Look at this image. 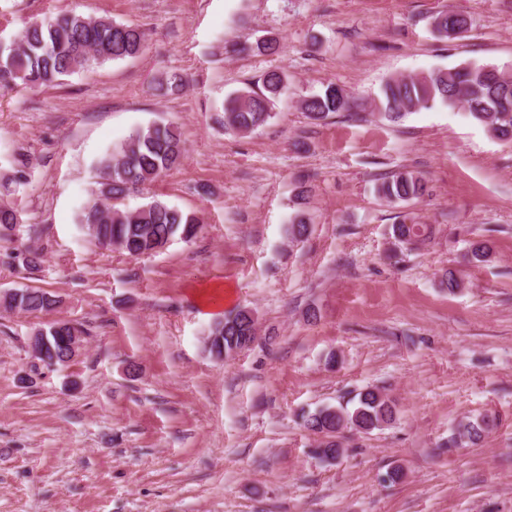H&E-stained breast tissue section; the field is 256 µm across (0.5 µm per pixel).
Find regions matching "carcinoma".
Returning <instances> with one entry per match:
<instances>
[{
	"instance_id": "1",
	"label": "carcinoma",
	"mask_w": 512,
	"mask_h": 512,
	"mask_svg": "<svg viewBox=\"0 0 512 512\" xmlns=\"http://www.w3.org/2000/svg\"><path fill=\"white\" fill-rule=\"evenodd\" d=\"M471 26L460 12L445 11L433 20L438 36L455 39ZM144 32L136 26L109 18L75 13L56 16L48 21H34L23 28L18 41L0 44V86L21 83L47 86L75 73L91 62L120 61L145 51ZM263 90L244 91L226 98L224 125L241 133L263 127L272 117L274 102L288 93V75L270 70L264 75ZM380 108L394 119L407 112L432 108L437 104L463 106L467 114L483 125L497 139L512 144V71L496 65L469 63L452 69H438L420 76L390 78L381 88ZM301 108L311 120L322 121L350 109L343 89L333 83L319 94L302 100ZM186 158L181 132L172 124H155L136 130L129 139L99 159L98 198L85 206L77 221L99 245L118 249L138 258L160 252L173 240L189 242L201 229L192 213L160 200H153L134 210H122L102 202L106 196L117 200L139 191L158 180ZM389 203H409L423 197L426 185L410 171H401L383 181L377 189ZM21 218L11 203H0V231H14ZM432 237V228L406 214L391 225L393 245L415 250ZM491 253L485 241H473L466 252L468 261H487ZM15 257L27 267L47 262L45 253L27 246L16 249ZM59 303L54 295L40 290H25L19 309L31 313H49ZM253 319L247 309L237 308L209 325V354L220 358L239 353L252 342ZM48 345L41 361L45 366H64L67 337L72 331L84 332L82 325L68 326L66 321L42 325ZM393 400L377 387L358 393L353 410L343 407L322 408L302 415L303 426L322 436L313 450L322 460L335 461L343 453V432L350 428L358 434H370L393 423L397 417ZM485 431L484 423L469 420L459 425L457 438L477 445Z\"/></svg>"
}]
</instances>
